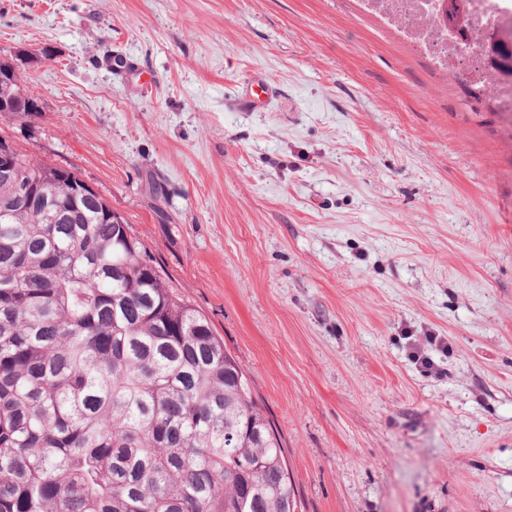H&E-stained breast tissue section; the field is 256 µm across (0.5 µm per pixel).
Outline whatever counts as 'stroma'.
Wrapping results in <instances>:
<instances>
[{"label": "stroma", "instance_id": "stroma-1", "mask_svg": "<svg viewBox=\"0 0 512 512\" xmlns=\"http://www.w3.org/2000/svg\"><path fill=\"white\" fill-rule=\"evenodd\" d=\"M0 137L248 372L295 512H512V138L356 0H0ZM267 78L261 112L232 103ZM432 350L421 372L411 344Z\"/></svg>", "mask_w": 512, "mask_h": 512}]
</instances>
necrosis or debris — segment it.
I'll return each instance as SVG.
<instances>
[{"instance_id": "1", "label": "necrosis or debris", "mask_w": 512, "mask_h": 512, "mask_svg": "<svg viewBox=\"0 0 512 512\" xmlns=\"http://www.w3.org/2000/svg\"><path fill=\"white\" fill-rule=\"evenodd\" d=\"M412 43L440 72L475 88L490 86L491 106L512 133V79L491 78L479 57L487 36L512 40V0H357Z\"/></svg>"}]
</instances>
